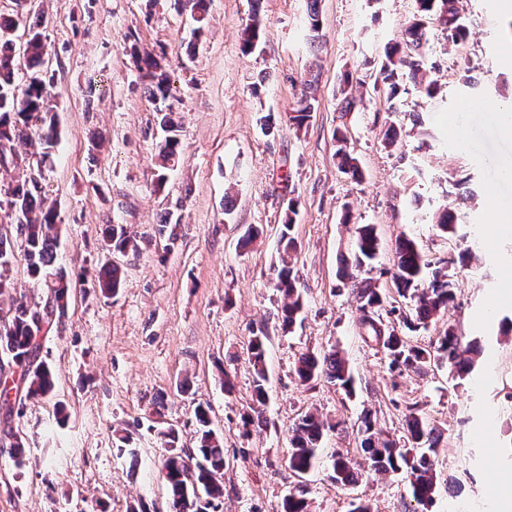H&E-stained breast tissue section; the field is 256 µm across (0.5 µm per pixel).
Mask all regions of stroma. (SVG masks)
<instances>
[{
	"instance_id": "stroma-1",
	"label": "stroma",
	"mask_w": 512,
	"mask_h": 512,
	"mask_svg": "<svg viewBox=\"0 0 512 512\" xmlns=\"http://www.w3.org/2000/svg\"><path fill=\"white\" fill-rule=\"evenodd\" d=\"M498 3L460 0L470 26L461 52L437 20L427 21L424 62L440 86L430 99L407 80L390 96L379 79L384 48L412 19L414 0H319L315 42L309 0H209L201 26L174 0H28L27 12L44 19L45 67L55 75L48 92L59 134L43 186L65 230L56 264L74 274L104 261L107 224L125 225L139 250L118 258L126 274L117 295L80 283L66 317L46 330L39 358L55 371L54 392L0 409V512H165L158 432L175 427L182 448H195L201 402L224 437L215 512H279L292 493L311 512H350L358 501L373 512H411L404 473L368 471L341 486L331 467L334 453L356 455L362 410L401 443L411 408L438 435L429 512H512V298L504 294L512 229L489 232L494 203L512 212V178L491 177L512 168V135L498 114L512 104V16ZM255 18L260 42L246 54L242 33ZM134 46L164 56L183 117L182 160L163 174L154 158L163 133L129 54ZM311 73L314 112L299 129L288 117ZM348 74L364 103L345 111ZM392 125L401 139L387 148L382 136ZM340 133L362 179L337 165ZM292 197L300 201L291 234L305 309L285 331L269 273ZM447 207L462 236L438 230ZM169 212L180 219L173 242L158 234ZM359 224L377 228L379 257L367 276L389 307L404 303L391 278L401 234L435 261L472 250L454 269L447 310L409 335L427 345L454 327L479 350L472 376L436 365L401 374L362 340L357 303L337 280ZM251 228L257 238L241 248ZM259 328L268 334L266 424L247 434L248 347ZM334 346L354 370L353 395L322 380L301 385L295 374L301 353ZM309 412L331 428L319 465L300 478L288 467L289 436ZM7 430L23 440L22 466Z\"/></svg>"
}]
</instances>
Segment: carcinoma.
<instances>
[{"instance_id": "obj_1", "label": "carcinoma", "mask_w": 512, "mask_h": 512, "mask_svg": "<svg viewBox=\"0 0 512 512\" xmlns=\"http://www.w3.org/2000/svg\"><path fill=\"white\" fill-rule=\"evenodd\" d=\"M415 12V21L402 30L399 40L385 46L379 75L393 93L399 89V81L407 78L419 86L425 96L433 98L438 92V83L423 63L422 50L427 43L424 19L431 14L439 15L448 43L456 47L466 42L469 27L457 7V0H415ZM40 26L38 21L28 25L24 58L31 74L19 84L15 75L20 60L16 58L11 38L17 22L13 19L0 21V171L21 173L18 179L0 187V209H7L15 218L13 231L0 230V299L6 297L10 301L8 307L0 306V355L21 369L20 383L28 398L47 396L54 389V371L47 363L37 361L38 339L43 328L64 317L72 288L66 272L54 267L61 228L57 224V211L44 206L42 196L43 170L46 159L50 157L47 149L54 145L58 131L55 117L47 106V86L53 82V77L40 69L46 54ZM259 40L260 22L256 19L243 31L242 52L251 53ZM132 57L146 80V89L156 104L159 126L164 132V137L157 144L159 167L164 171L175 166L181 156V143L177 137L179 116L169 103V75L162 61L149 53L141 54L134 47ZM314 101V97L303 94L298 109L290 116V121L297 128L310 121ZM35 137L44 145L43 152L29 155L17 150L19 144ZM337 141L340 143L336 153L340 169L358 175L357 159L347 149L345 138L339 136ZM298 206L297 198H288V216L279 239L283 254L280 263L273 268L272 278L273 288L282 297L281 325L288 329L296 324L304 309L303 296L297 287L298 277L288 261L296 248L291 229ZM436 226L450 238L457 236L461 229L456 215L448 209L438 215ZM104 235V245L109 251L125 253L137 249L122 224L106 225ZM379 248L380 239L375 225L364 224L355 228L351 256L344 261L339 272L343 286L350 290L358 303L364 340L381 347L396 369L418 372L432 364H446L459 378H466L473 368L471 354L474 349L471 344L463 343L454 328L444 331L433 344L411 345L395 326L381 318L379 310L383 307L384 297L369 279L362 277L376 259ZM18 250L23 252L28 276L47 288L46 301L42 306L29 303L23 295H13L11 273ZM124 276L125 271L120 264L105 262L95 267L91 278L101 293L114 295ZM393 277L408 308L399 314L400 323L410 331L427 327L453 300L452 270L432 262L418 243L406 235L396 240ZM266 339L267 333L260 329L253 333L248 348V360L255 374L257 407L242 417L246 431L265 423L263 406L268 400ZM295 372L303 384L325 380L350 396L355 391V379L348 360L335 347L328 351L301 354ZM195 415L199 423L198 446L188 453L178 448L179 432L176 428L169 426L159 432L166 451L164 468L170 491L169 512H208V506L224 495V439L210 428L209 406L198 404ZM405 425L407 445L402 447L393 440L382 438L371 414H363L359 425L362 462L356 463L341 453L332 455L334 481L343 486L353 485L362 476L363 467L375 473L402 471L410 478L413 501L423 507L431 505L438 481L436 429L414 408L405 415ZM325 431L326 423L313 414L305 415L295 424L288 456V467L295 475L300 477L320 463ZM281 512H310L309 503L306 498L291 493L284 498Z\"/></svg>"}]
</instances>
